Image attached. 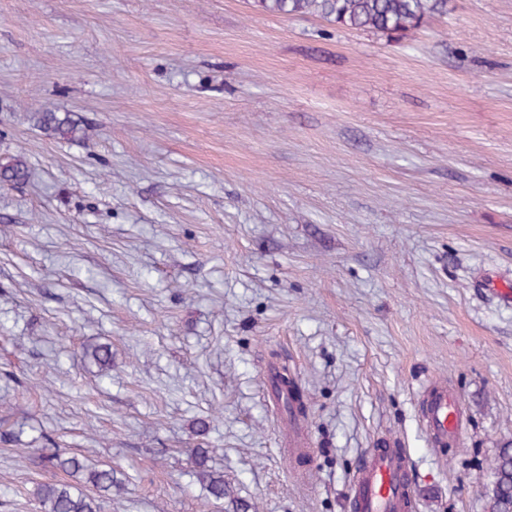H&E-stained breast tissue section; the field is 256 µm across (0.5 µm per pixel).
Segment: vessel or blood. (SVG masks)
<instances>
[{
    "mask_svg": "<svg viewBox=\"0 0 512 512\" xmlns=\"http://www.w3.org/2000/svg\"><path fill=\"white\" fill-rule=\"evenodd\" d=\"M420 419L433 442L457 441L462 412L458 400L440 380L425 386L418 395ZM350 512H415L412 466L404 449L382 440L365 453V463L351 481Z\"/></svg>",
    "mask_w": 512,
    "mask_h": 512,
    "instance_id": "1",
    "label": "vessel or blood"
}]
</instances>
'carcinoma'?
<instances>
[{
    "label": "carcinoma",
    "instance_id": "cac0c4a2",
    "mask_svg": "<svg viewBox=\"0 0 512 512\" xmlns=\"http://www.w3.org/2000/svg\"><path fill=\"white\" fill-rule=\"evenodd\" d=\"M253 6L268 14L313 16L341 28L372 31L389 38H405L428 19L448 15V0H253ZM34 126L60 141H84L92 136L84 122L70 114L35 112ZM31 170L21 155L0 157V185L16 187L30 180ZM87 361L100 371L112 367V346L99 344L86 350ZM271 391L285 414L305 413L304 395L283 367L275 371ZM44 461L71 482L43 483L37 487L42 512H103L112 501V487L120 484L110 464L92 463L57 448L42 449ZM199 478L209 495L224 499V476L206 468V450H195ZM493 480L484 487L486 512H512V450L505 448L491 463Z\"/></svg>",
    "mask_w": 512,
    "mask_h": 512
}]
</instances>
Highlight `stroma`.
Instances as JSON below:
<instances>
[{
  "instance_id": "1",
  "label": "stroma",
  "mask_w": 512,
  "mask_h": 512,
  "mask_svg": "<svg viewBox=\"0 0 512 512\" xmlns=\"http://www.w3.org/2000/svg\"><path fill=\"white\" fill-rule=\"evenodd\" d=\"M81 118L85 142L35 127ZM0 512L60 450L111 512H349L367 448L418 512H485L512 448V0H448L394 40L249 0H0ZM112 346V368L86 347ZM308 397L289 454L272 366ZM447 381L457 443L417 398ZM223 473L210 499L193 451ZM32 120L34 126L60 141H84L92 136L91 129L80 118L67 112H34ZM31 170L21 155L0 157V185L16 187L30 180Z\"/></svg>"
}]
</instances>
